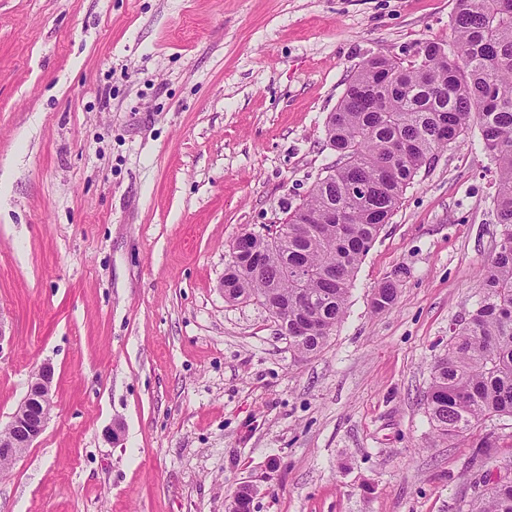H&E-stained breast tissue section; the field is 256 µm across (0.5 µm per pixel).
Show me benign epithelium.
I'll use <instances>...</instances> for the list:
<instances>
[{
  "label": "benign epithelium",
  "mask_w": 512,
  "mask_h": 512,
  "mask_svg": "<svg viewBox=\"0 0 512 512\" xmlns=\"http://www.w3.org/2000/svg\"><path fill=\"white\" fill-rule=\"evenodd\" d=\"M54 367L42 364L32 376L18 408L0 427V461L8 463L22 457L45 430L52 403Z\"/></svg>",
  "instance_id": "7a95c632"
}]
</instances>
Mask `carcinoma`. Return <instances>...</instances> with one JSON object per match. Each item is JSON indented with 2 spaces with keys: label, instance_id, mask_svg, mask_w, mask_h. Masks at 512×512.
I'll return each mask as SVG.
<instances>
[{
  "label": "carcinoma",
  "instance_id": "carcinoma-1",
  "mask_svg": "<svg viewBox=\"0 0 512 512\" xmlns=\"http://www.w3.org/2000/svg\"><path fill=\"white\" fill-rule=\"evenodd\" d=\"M505 0H456L457 51L452 64L416 57L405 63L378 56L348 81L325 127L338 162L284 223L256 236L262 272H224V297H254L278 322L313 314L306 337H289L301 353L320 352L343 321L360 263L399 207L406 188L436 154L479 125L498 175L494 209L511 241L481 273L477 308L452 329L448 353L432 368L426 411L434 441L465 438L488 419H512V8ZM307 275L310 306L296 299V269ZM397 281L380 283L373 307L390 309ZM471 447L495 462L493 435ZM468 512H512V481L471 483Z\"/></svg>",
  "mask_w": 512,
  "mask_h": 512
}]
</instances>
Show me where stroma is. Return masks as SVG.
I'll return each instance as SVG.
<instances>
[{
  "mask_svg": "<svg viewBox=\"0 0 512 512\" xmlns=\"http://www.w3.org/2000/svg\"><path fill=\"white\" fill-rule=\"evenodd\" d=\"M455 6L0 0V422L55 369L0 512H225L244 482L255 512H460L480 459L433 443L423 396L499 238L478 126L406 189L320 353L223 288L235 238L335 163L350 75L451 41ZM397 286V280L393 279L380 283L373 295V307L379 311L392 308L397 298Z\"/></svg>",
  "mask_w": 512,
  "mask_h": 512,
  "instance_id": "35a3bbf8",
  "label": "stroma"
}]
</instances>
